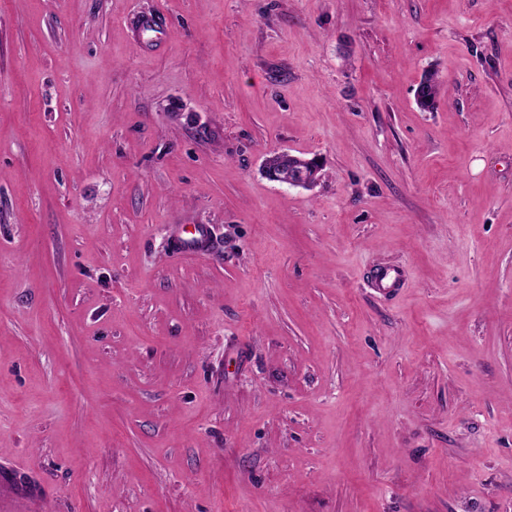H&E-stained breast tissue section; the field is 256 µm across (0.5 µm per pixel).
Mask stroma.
Returning a JSON list of instances; mask_svg holds the SVG:
<instances>
[{
	"label": "stroma",
	"mask_w": 512,
	"mask_h": 512,
	"mask_svg": "<svg viewBox=\"0 0 512 512\" xmlns=\"http://www.w3.org/2000/svg\"><path fill=\"white\" fill-rule=\"evenodd\" d=\"M5 475L33 512H512V0H0ZM262 171L271 181L308 189L320 180L321 167L316 158L273 152L265 158Z\"/></svg>",
	"instance_id": "obj_1"
}]
</instances>
